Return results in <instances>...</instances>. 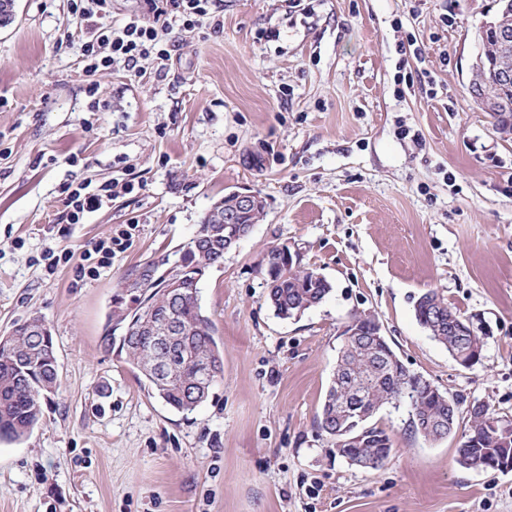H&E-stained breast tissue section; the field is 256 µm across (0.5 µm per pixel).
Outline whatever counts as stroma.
I'll return each mask as SVG.
<instances>
[{
  "label": "stroma",
  "instance_id": "stroma-1",
  "mask_svg": "<svg viewBox=\"0 0 512 512\" xmlns=\"http://www.w3.org/2000/svg\"><path fill=\"white\" fill-rule=\"evenodd\" d=\"M224 0L220 26L171 23L166 63L86 73L68 0H14L0 25V336L49 326L58 382L25 438H0V512H512V469L467 470L458 442L375 420L394 450L349 465L317 427L353 315L409 372L512 420V141L469 91L494 0ZM413 36L422 49L404 59ZM419 76L397 83L401 62ZM132 183L67 236L61 189ZM259 193L262 220L210 268L201 304L224 375L180 413L101 338L152 262H178L210 207ZM131 229L95 278L96 240ZM285 243L332 290L301 317L267 305ZM65 248L47 271L42 254ZM490 329L459 366L418 324L427 290Z\"/></svg>",
  "mask_w": 512,
  "mask_h": 512
}]
</instances>
